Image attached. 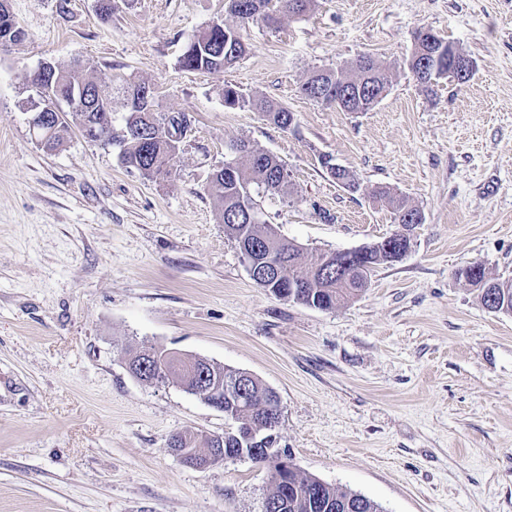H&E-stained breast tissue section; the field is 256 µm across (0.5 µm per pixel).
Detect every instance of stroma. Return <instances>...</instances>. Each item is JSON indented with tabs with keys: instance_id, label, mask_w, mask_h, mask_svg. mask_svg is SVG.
Returning <instances> with one entry per match:
<instances>
[{
	"instance_id": "1",
	"label": "stroma",
	"mask_w": 512,
	"mask_h": 512,
	"mask_svg": "<svg viewBox=\"0 0 512 512\" xmlns=\"http://www.w3.org/2000/svg\"><path fill=\"white\" fill-rule=\"evenodd\" d=\"M25 32L0 46V512H264L267 466L196 469L168 441L231 422L178 382L131 376L145 344L258 377L280 396V447L305 476L382 512H512V315L489 312L457 273L512 278V0H317L300 17L246 24L230 68L181 67L224 0H10ZM476 62L421 88L403 66L418 28ZM370 54L387 95L339 112L299 92L315 69ZM80 59L152 84L192 129L172 172L146 178L119 149L31 136L41 63ZM294 113L282 131L225 86ZM245 139L278 156L288 197L266 220L305 256L362 248L394 228L367 190L420 209L408 254L332 310L257 288L206 191ZM361 185H337L321 156Z\"/></svg>"
}]
</instances>
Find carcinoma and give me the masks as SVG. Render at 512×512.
<instances>
[{
	"label": "carcinoma",
	"mask_w": 512,
	"mask_h": 512,
	"mask_svg": "<svg viewBox=\"0 0 512 512\" xmlns=\"http://www.w3.org/2000/svg\"><path fill=\"white\" fill-rule=\"evenodd\" d=\"M315 0H225L226 11L241 23L263 20L277 24L284 15L299 16L311 10ZM429 36L432 42L426 52L413 49L408 69L415 81L428 90L440 79L464 84L471 76L460 78L448 63V41L420 28L415 32L414 41ZM246 52L240 27L224 20L214 23L203 33L187 42L179 63L191 71H212L224 69L235 63ZM391 67L378 58L364 54L348 66L339 70H314L300 85L306 97L339 112H367L378 102L390 87ZM31 84L37 98L28 101L34 108L43 102L44 94L51 85L64 98L71 94L85 93L84 109L81 112H65L63 117L48 124L36 134L38 144L48 150L63 146L72 129L81 128L86 119L97 118L104 105H112V99H127V92L136 84L148 83L133 78L112 77L108 72H95L86 62L75 59L67 66H55V72L42 78L35 74ZM224 104L229 108L251 105L263 112L267 120L277 128L288 131L294 123V114L287 107L273 100L246 98L232 86L224 88ZM177 115L161 111L157 103L156 90H151L149 100L139 108H126L124 128L121 133L110 127L104 132L103 143H115L120 147L121 160L129 168L137 170L146 178L167 175L178 156L172 144V130ZM231 151L239 161L226 163L211 174L208 193L215 200L226 236L233 240L239 250L251 251L257 244L267 240L270 246L254 253L260 262L275 264L280 268L279 281H255L274 296L293 301L311 308L331 310L347 302L368 287L373 268L386 263V257L371 256L372 268L360 271L352 266L344 279L336 277L332 266L336 256L324 252L307 261L302 248L280 237L273 225L248 222L246 208L256 204L255 195L264 192L271 195H288V171L285 163L277 156L260 149L247 140L231 144ZM372 197L385 202L391 208L396 226L409 225L408 218L417 212L406 197L387 188L378 187ZM468 284L492 286L495 298L489 292H479L483 306L495 304L512 309V286L498 287L501 279L493 277L478 265L465 270ZM162 349L153 346L126 352V367L136 375L144 363L155 364L161 357ZM208 374L224 378V410L232 412L234 427L224 432L225 448H242L250 451L252 445L240 429L252 430L267 440L268 447L279 450L278 431L268 419L271 409L280 410L279 396L266 387L258 378L247 372L211 364L205 369ZM169 448L176 455L188 454L184 463L195 466L207 462L213 455L214 440L208 434L184 431L171 436ZM268 499L279 504L274 512H382L380 507L367 497L333 486L320 483V479L304 476L298 471L288 473V482L272 483Z\"/></svg>",
	"instance_id": "carcinoma-1"
}]
</instances>
